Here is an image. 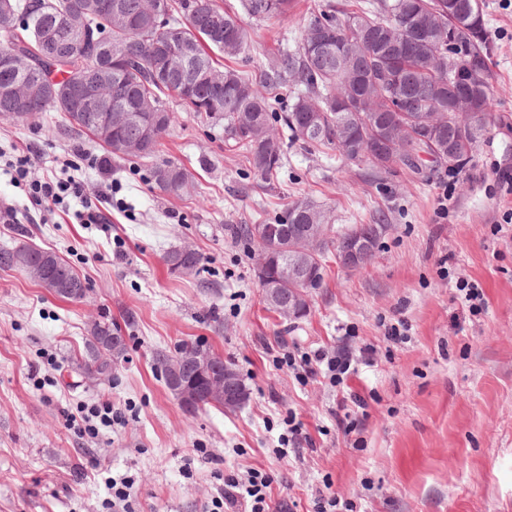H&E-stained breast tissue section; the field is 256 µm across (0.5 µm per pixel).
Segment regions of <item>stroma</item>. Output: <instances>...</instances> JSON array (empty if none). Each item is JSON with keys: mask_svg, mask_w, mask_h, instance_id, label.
Returning a JSON list of instances; mask_svg holds the SVG:
<instances>
[{"mask_svg": "<svg viewBox=\"0 0 512 512\" xmlns=\"http://www.w3.org/2000/svg\"><path fill=\"white\" fill-rule=\"evenodd\" d=\"M315 0L288 19L248 24L254 49L230 62L255 75L280 46L296 48ZM491 44L496 120L463 165L374 171L329 148L290 143L279 179L264 183L224 128L183 107L160 158L195 175L176 197L149 179L150 162H107L91 136L57 112L25 122L0 116V248L33 245L84 279L82 301L52 296L19 269H0V512H107L111 479L132 480L130 512H202L224 479L271 475L272 500L288 512H512V0H483ZM38 154L34 178L70 176L101 196L106 220L82 224L50 213L3 172L14 147ZM331 211L336 230L384 219L365 268L327 256L306 317L282 320L263 302L251 246L239 224H264L298 197ZM202 258L195 276L170 273L172 247ZM117 324L126 354L112 379L78 375L94 322ZM296 354L373 351L347 386L366 408L341 410L329 378L298 382L277 360ZM186 342L221 352L242 376L248 401L234 411L185 414L167 390L156 352ZM111 401L122 423L96 437L67 423L80 407ZM359 423L344 434L342 413ZM312 441L285 446L287 420Z\"/></svg>", "mask_w": 512, "mask_h": 512, "instance_id": "1", "label": "stroma"}]
</instances>
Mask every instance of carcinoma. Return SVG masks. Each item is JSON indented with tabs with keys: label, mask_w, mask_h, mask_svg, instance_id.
Segmentation results:
<instances>
[{
	"label": "carcinoma",
	"mask_w": 512,
	"mask_h": 512,
	"mask_svg": "<svg viewBox=\"0 0 512 512\" xmlns=\"http://www.w3.org/2000/svg\"><path fill=\"white\" fill-rule=\"evenodd\" d=\"M205 1L210 3L211 10L223 16L219 34L213 31L204 9L192 8ZM76 2L78 0H9L19 20L9 30L0 29V52L19 49L32 60L45 64L47 77L54 80L58 88L75 83L87 61L94 57L100 66L120 71L119 77L112 80L109 93L112 101L131 111L167 112L169 104L175 102L196 113L207 124L233 127V134L225 137V141L244 151L249 168L264 181H271L280 173L286 155L284 147L290 141L339 150L337 134L342 112H358L367 120L377 116L390 123L448 111V81L440 78L448 56L468 48L478 58L490 55L484 26L476 33L455 32L451 45L441 38L430 45L413 42V35L404 29V11L418 7L425 17L432 19L438 0H377L374 4L367 2L341 12L332 4L323 3L311 13L308 23L318 26L325 40L324 48L310 55L301 44L294 50L282 47L269 58L267 68L254 77L234 69L224 70V86L217 90L196 82V66L217 68L219 60L214 58L215 54L235 58L249 49V35L239 16L225 10L218 0H158L169 20L183 28L185 39L193 46L194 60L184 70H165L160 65L156 46L162 41L163 32L156 24L142 20L140 0H118L128 17L125 26L115 24L104 14H97L87 31L70 33L62 25V16L68 6ZM241 6L255 22L267 23L287 18L295 0H241ZM357 20L365 23L367 38L363 46L352 42L351 49L360 55L362 74L369 79L367 83L342 80V62L336 57L337 42L352 32V24ZM43 26L56 29L63 44L61 55L48 63L40 32ZM384 70L401 76L400 94L387 95L375 81ZM286 87L291 88L293 103L288 111L275 117L272 99L277 97L278 90ZM479 97L484 106L480 117L483 128L494 119L491 84H486V90L479 92ZM312 101L321 107L320 132L306 136L301 127ZM47 111L61 113L67 128L90 134L113 159L155 158L167 132L165 127L158 130L147 151L125 154L119 151L117 143L126 136L136 135L137 128L131 127L124 134H104L89 119L67 111L52 98L29 111L22 120ZM410 128L404 152L399 156L391 150L386 152L384 164L379 165L373 160L383 149L379 133L364 122L356 126L362 154L354 163H365L376 171H386L398 164L418 171L426 160L441 162L424 141L419 124H412ZM167 167L172 168L169 177L163 176ZM193 180L190 170L171 160L163 159L150 169L151 183L167 195L182 194V185L178 182L187 185ZM32 250L34 247L29 245L0 248V268L17 267L16 259ZM110 332V324L92 327L86 339L85 354L77 363L85 377L99 376L101 368L118 363L124 355L123 342L109 346L104 352L90 354L100 338ZM202 349L204 346L200 344L187 343L171 356L157 352L156 361L164 371L175 370L181 366V356Z\"/></svg>",
	"instance_id": "carcinoma-1"
}]
</instances>
